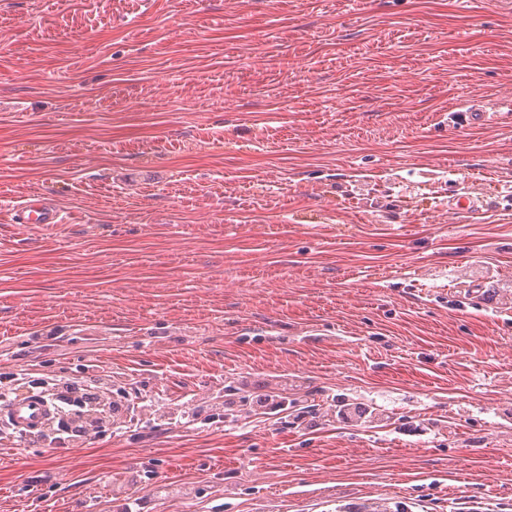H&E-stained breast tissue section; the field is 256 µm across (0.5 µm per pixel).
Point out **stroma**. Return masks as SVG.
<instances>
[{
    "label": "stroma",
    "instance_id": "obj_1",
    "mask_svg": "<svg viewBox=\"0 0 512 512\" xmlns=\"http://www.w3.org/2000/svg\"><path fill=\"white\" fill-rule=\"evenodd\" d=\"M510 99L512 0H0V374L135 403L0 424V512H512ZM512 108L507 112H482L476 109L454 112L455 122L461 126L474 127L485 125L488 122H497L512 125ZM12 224H40L52 229L63 224L62 211L55 199L45 195H32L24 199L11 213Z\"/></svg>",
    "mask_w": 512,
    "mask_h": 512
}]
</instances>
